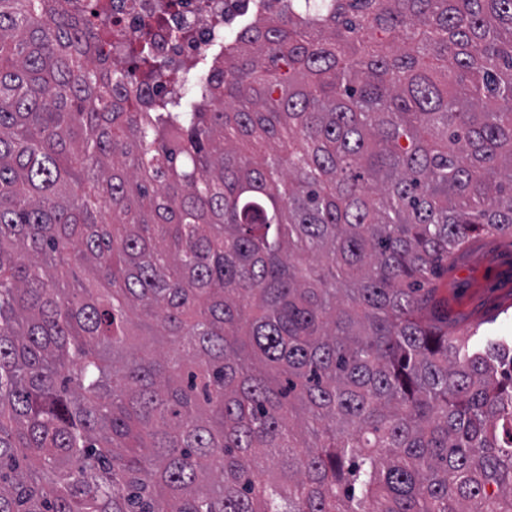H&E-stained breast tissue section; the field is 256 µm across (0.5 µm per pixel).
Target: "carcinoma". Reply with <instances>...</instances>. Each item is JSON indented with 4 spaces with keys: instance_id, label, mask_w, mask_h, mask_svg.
<instances>
[{
    "instance_id": "cac0c4a2",
    "label": "carcinoma",
    "mask_w": 512,
    "mask_h": 512,
    "mask_svg": "<svg viewBox=\"0 0 512 512\" xmlns=\"http://www.w3.org/2000/svg\"><path fill=\"white\" fill-rule=\"evenodd\" d=\"M279 2L135 112L0 0V512H512V345L427 287L512 237V0Z\"/></svg>"
}]
</instances>
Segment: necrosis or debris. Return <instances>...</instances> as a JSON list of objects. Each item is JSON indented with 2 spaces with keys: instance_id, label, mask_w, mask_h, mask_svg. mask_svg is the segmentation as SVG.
Here are the masks:
<instances>
[{
  "instance_id": "4bbe7bcc",
  "label": "necrosis or debris",
  "mask_w": 512,
  "mask_h": 512,
  "mask_svg": "<svg viewBox=\"0 0 512 512\" xmlns=\"http://www.w3.org/2000/svg\"><path fill=\"white\" fill-rule=\"evenodd\" d=\"M258 6V0H180L173 9L168 0H112V32L101 49L127 74L140 101L147 103L169 94L171 87L164 81L141 83L134 74L129 48L143 22L152 23L156 52L175 70L223 46Z\"/></svg>"
}]
</instances>
